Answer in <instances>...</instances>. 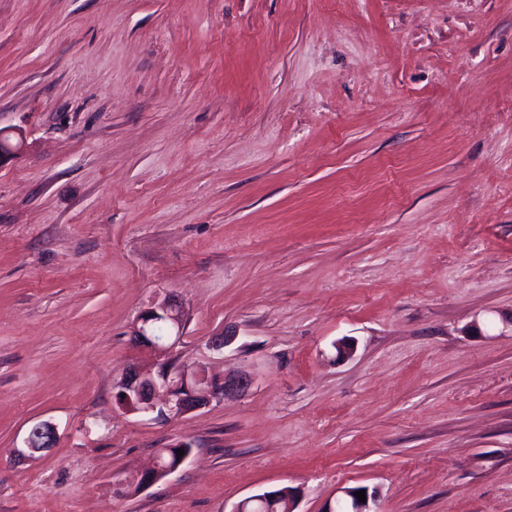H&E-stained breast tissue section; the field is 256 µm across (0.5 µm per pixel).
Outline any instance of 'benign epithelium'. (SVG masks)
I'll return each instance as SVG.
<instances>
[{"mask_svg":"<svg viewBox=\"0 0 512 512\" xmlns=\"http://www.w3.org/2000/svg\"><path fill=\"white\" fill-rule=\"evenodd\" d=\"M182 310L174 303L164 304L150 308L140 314L133 328V337L143 346L158 352L170 351L175 343L171 339L158 338L150 331L151 324L164 321L169 327L180 325ZM205 375L199 371L188 372L165 365L157 373H143L132 371L121 385V392L125 394V406L132 410L153 412L156 410L154 394L159 387H164L168 393L165 405L173 414L200 407L207 403L208 397H225L244 391L251 383L250 376L237 372L222 382H214L210 386L209 395L205 396L198 391V386L205 383ZM55 438L54 426L49 422L35 425L28 437L27 448L33 452H41L52 447ZM176 472V469L167 467L158 462L153 469L143 474L141 483L152 484ZM356 488L343 490V496L336 504L344 505L346 512H378V491H366V501L361 502L355 496Z\"/></svg>","mask_w":512,"mask_h":512,"instance_id":"7a95c632","label":"benign epithelium"}]
</instances>
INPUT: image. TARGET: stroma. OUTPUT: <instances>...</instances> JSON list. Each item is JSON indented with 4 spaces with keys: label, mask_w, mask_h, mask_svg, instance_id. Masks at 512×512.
Segmentation results:
<instances>
[{
    "label": "stroma",
    "mask_w": 512,
    "mask_h": 512,
    "mask_svg": "<svg viewBox=\"0 0 512 512\" xmlns=\"http://www.w3.org/2000/svg\"><path fill=\"white\" fill-rule=\"evenodd\" d=\"M0 128V512H512V0H0ZM182 310L180 306L174 303L164 304L159 307L150 308L140 314L133 328V337L136 341L151 350L158 352L170 351L176 343H173L169 337H155L151 331V324L164 321L167 322L170 329L177 327L181 322ZM208 383L200 371L188 372L165 365L154 375L133 370L121 385L125 394V406L132 410L154 412L156 404L154 394L158 387H164L168 393L165 405L173 414L205 405L207 396L198 391V386ZM211 384L209 396L225 397L244 391L251 383L250 376L243 372H237L230 377H224L223 382H209ZM54 438V426L49 422H41L32 428L27 440V448L32 452L44 451L52 447ZM183 448H185V447L174 448L170 452H167L166 454H164L162 456V463L165 465L176 466L180 461V463L177 467L170 468V467L164 466L161 463L160 458H159L158 463H157V461H155V465H154L153 469H151L150 471L143 474V476L141 478V483L145 484V485L152 484V483H155V482L159 481L160 479L176 472L185 463V461L191 454L190 451L189 452L184 451V455L180 458H177L176 449L182 450ZM284 488H287L288 492L287 491L282 492V490H280V489L266 491V492H273V493L267 494L266 498L274 499V498L282 496V493H285V494L288 493V497H286L288 505L286 502L284 504H282L280 502V500H274V501L268 500L266 502L265 501H262V502L252 501L245 505V507H244L245 511L246 512H284L285 509L287 508V506H288V510L292 509L294 502H297L298 493L290 490L288 487H284ZM278 491H281V494L278 495L276 493ZM291 499H293L294 501H291ZM244 504H245V502L242 503V505L238 504L236 506V508L233 510V512H245L243 510ZM366 490V502H360L355 493ZM343 496L336 501V507L340 504L346 507V512H378V491H370L366 487L347 488L342 491Z\"/></svg>",
    "instance_id": "obj_1"
}]
</instances>
